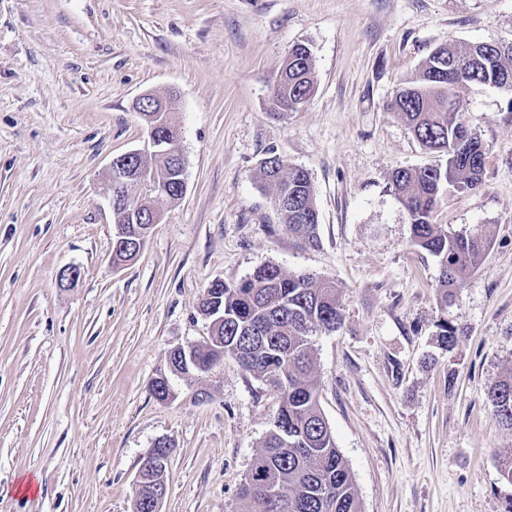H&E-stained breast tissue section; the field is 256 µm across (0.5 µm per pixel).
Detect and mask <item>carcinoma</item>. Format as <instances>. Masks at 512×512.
Segmentation results:
<instances>
[{
    "instance_id": "cac0c4a2",
    "label": "carcinoma",
    "mask_w": 512,
    "mask_h": 512,
    "mask_svg": "<svg viewBox=\"0 0 512 512\" xmlns=\"http://www.w3.org/2000/svg\"><path fill=\"white\" fill-rule=\"evenodd\" d=\"M314 68L311 49L294 45L271 108L292 112L306 103L314 93ZM470 84L512 91V44L490 48L479 42L463 49L441 44L388 103L420 145L445 157L436 166L399 168L390 183L408 215L413 244L439 260L436 288L445 308L462 276L481 263L490 247V239L481 233L453 234L434 222L445 188L473 190L482 181V142L459 117V89ZM260 174L276 189L274 202L288 232L306 245L319 246V213L309 172L271 155L261 162ZM338 294L332 280L286 273L270 263L236 283H213L203 293V315L224 304V323L213 327L224 355L280 394L272 428L240 491L242 512H361L352 473L319 409L313 373L315 336L336 330L342 322ZM437 329L439 346L453 349L457 327L442 318ZM487 398L498 422L512 429V376L491 385ZM257 482L278 487L280 494L267 496L255 487Z\"/></svg>"
}]
</instances>
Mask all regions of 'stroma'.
<instances>
[{
	"instance_id": "1",
	"label": "stroma",
	"mask_w": 512,
	"mask_h": 512,
	"mask_svg": "<svg viewBox=\"0 0 512 512\" xmlns=\"http://www.w3.org/2000/svg\"><path fill=\"white\" fill-rule=\"evenodd\" d=\"M448 42L512 43V0H0V512H135L160 441L159 512H239L278 394L229 356L171 376L169 354L206 340L205 288L267 263L339 287L314 375L362 512H506L512 429L486 392L512 374V93L459 90L485 172L444 193L435 221L491 245L448 309L390 190L395 169L437 157L386 103ZM298 43L315 93L276 115ZM145 94L171 101L187 189L158 199L162 223L116 268L103 184L113 157L148 145ZM272 154L311 175L318 247L279 221L260 177ZM443 317L461 331L450 351ZM33 473L40 491L19 494Z\"/></svg>"
}]
</instances>
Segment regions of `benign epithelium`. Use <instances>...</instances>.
I'll list each match as a JSON object with an SVG mask.
<instances>
[{"label": "benign epithelium", "instance_id": "7a95c632", "mask_svg": "<svg viewBox=\"0 0 512 512\" xmlns=\"http://www.w3.org/2000/svg\"><path fill=\"white\" fill-rule=\"evenodd\" d=\"M155 122L149 125L150 144L155 154H166L175 160L182 159L181 150L175 141L159 137L155 128L164 123L169 109L161 102L155 106ZM146 153L133 150L112 159L106 177L105 195L113 206L124 208L122 216L130 224H141L143 228L133 233L122 224L117 225L115 248L124 252L132 260L143 247L151 225L163 220V213L156 206V198L170 193L171 185L178 187L179 193L186 190V171L176 164L178 176L168 170L149 168L143 163Z\"/></svg>", "mask_w": 512, "mask_h": 512}]
</instances>
